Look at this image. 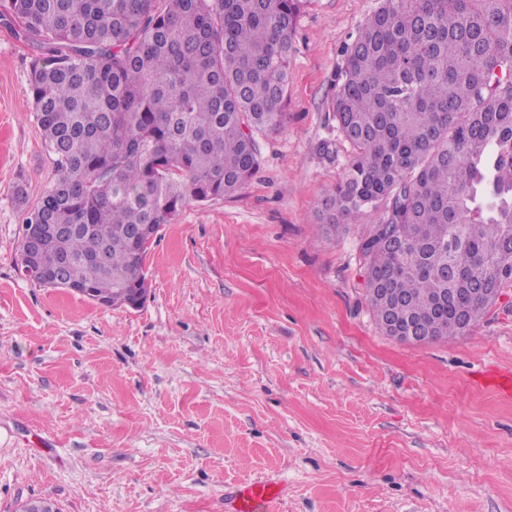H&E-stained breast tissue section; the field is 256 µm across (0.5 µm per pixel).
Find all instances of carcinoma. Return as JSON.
<instances>
[{"instance_id": "1", "label": "carcinoma", "mask_w": 512, "mask_h": 512, "mask_svg": "<svg viewBox=\"0 0 512 512\" xmlns=\"http://www.w3.org/2000/svg\"><path fill=\"white\" fill-rule=\"evenodd\" d=\"M308 0H4L32 50L29 88L52 184L28 210L45 231L40 285L145 298L146 258L187 204L231 196L281 127ZM331 101L353 155L326 193L334 235L383 207L361 245L379 325L411 314L436 342L497 298L441 288L512 283V0H381L346 45ZM395 233L403 249L386 243ZM389 288L404 302L372 294Z\"/></svg>"}]
</instances>
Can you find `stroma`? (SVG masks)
Wrapping results in <instances>:
<instances>
[{"instance_id":"1","label":"stroma","mask_w":512,"mask_h":512,"mask_svg":"<svg viewBox=\"0 0 512 512\" xmlns=\"http://www.w3.org/2000/svg\"><path fill=\"white\" fill-rule=\"evenodd\" d=\"M378 5L309 0L285 123L238 193L161 226L136 309L20 272L54 171L31 50L0 25V512H224L226 485L266 476L281 512H512V402L472 382L512 369V285L466 335L405 343L366 300L381 210L317 232L351 156L330 112L343 48Z\"/></svg>"}]
</instances>
